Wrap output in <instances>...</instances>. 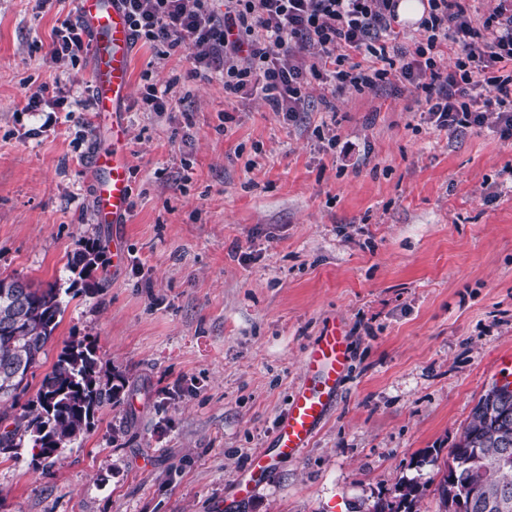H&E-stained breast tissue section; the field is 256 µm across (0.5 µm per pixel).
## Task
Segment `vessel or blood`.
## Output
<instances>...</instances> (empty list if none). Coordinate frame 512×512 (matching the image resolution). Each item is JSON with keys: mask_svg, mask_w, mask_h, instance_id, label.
Here are the masks:
<instances>
[{"mask_svg": "<svg viewBox=\"0 0 512 512\" xmlns=\"http://www.w3.org/2000/svg\"><path fill=\"white\" fill-rule=\"evenodd\" d=\"M77 20L90 43L94 119L106 124L110 134L109 141L98 142L92 158L95 221L119 224L129 212L132 194L122 112L130 94V29L118 0H77ZM350 367L348 338L342 326L329 324L305 351L304 378L290 396L269 452L254 457L241 477L240 495H248L268 481L274 459H296L309 448L335 405Z\"/></svg>", "mask_w": 512, "mask_h": 512, "instance_id": "vessel-or-blood-1", "label": "vessel or blood"}]
</instances>
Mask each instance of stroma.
Instances as JSON below:
<instances>
[{
    "mask_svg": "<svg viewBox=\"0 0 512 512\" xmlns=\"http://www.w3.org/2000/svg\"><path fill=\"white\" fill-rule=\"evenodd\" d=\"M77 0H0V278L68 287V265L112 236L125 264L65 311L35 370L95 339L125 382L60 456L0 455V512H370L438 472L471 410L512 375V144L437 129L424 95L311 83L289 122L225 96L176 53L131 46L133 210L96 223L91 116L28 112L31 88H88L89 57L55 64ZM181 111L140 112L144 72ZM336 147H328L330 137ZM345 324L351 373L305 453L243 500L234 480L267 448L305 350Z\"/></svg>",
    "mask_w": 512,
    "mask_h": 512,
    "instance_id": "1",
    "label": "stroma"
}]
</instances>
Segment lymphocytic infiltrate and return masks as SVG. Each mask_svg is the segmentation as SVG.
I'll return each mask as SVG.
<instances>
[{
    "label": "lymphocytic infiltrate",
    "mask_w": 512,
    "mask_h": 512,
    "mask_svg": "<svg viewBox=\"0 0 512 512\" xmlns=\"http://www.w3.org/2000/svg\"><path fill=\"white\" fill-rule=\"evenodd\" d=\"M411 46L398 45L397 0H121L133 41L158 57L186 53L191 74L226 93L261 94L293 120L311 81L374 89L398 81L425 94L443 130L487 127L512 140V0L479 16L471 0H427ZM454 50L445 64V50ZM373 61L349 64L350 53Z\"/></svg>",
    "instance_id": "1"
}]
</instances>
